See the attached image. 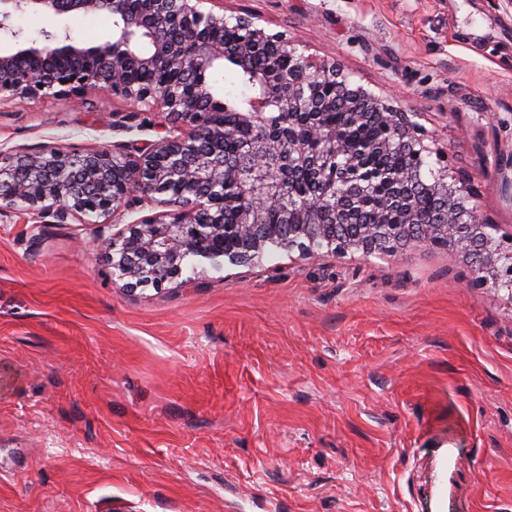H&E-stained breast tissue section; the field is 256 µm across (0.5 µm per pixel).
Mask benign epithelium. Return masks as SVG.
<instances>
[{
  "label": "benign epithelium",
  "mask_w": 512,
  "mask_h": 512,
  "mask_svg": "<svg viewBox=\"0 0 512 512\" xmlns=\"http://www.w3.org/2000/svg\"><path fill=\"white\" fill-rule=\"evenodd\" d=\"M221 2L0 0V32L12 38L10 48L0 49V103L104 93L161 113L167 130L132 151L118 144L87 152H0V216L97 224L133 200L166 207L102 239L112 276L126 286L162 285L181 275L190 260L254 264L274 245L307 255L319 247L342 257L392 260L412 246H431L469 262L481 285H512V238L506 247L486 235V225L469 207L471 189L460 178H448V158L436 155L437 174L421 175L422 161L433 155L421 113L388 104L340 64L298 51L255 14L214 11ZM30 12L104 13L112 17V37L85 46L67 32L45 30L42 41L30 42L13 25ZM229 30L234 37L224 36ZM270 47L274 51L252 75L256 96L234 124H224V103L213 93L209 71ZM285 61L292 66L284 68ZM338 95L360 119L381 117L385 137L374 148L406 158V166L390 175L395 192L387 207L375 223L358 224L349 234L340 227L354 223L353 200L371 179L344 130L320 121ZM243 130L251 138L233 163L224 145ZM301 172L326 191L284 209L281 223H269V212L283 204ZM417 191L439 199L436 214L413 212ZM229 213L236 223H224Z\"/></svg>",
  "instance_id": "benign-epithelium-1"
}]
</instances>
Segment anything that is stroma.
<instances>
[{
  "label": "stroma",
  "instance_id": "obj_1",
  "mask_svg": "<svg viewBox=\"0 0 512 512\" xmlns=\"http://www.w3.org/2000/svg\"><path fill=\"white\" fill-rule=\"evenodd\" d=\"M241 11L422 113L512 238V0H224ZM16 24L112 34L105 14ZM163 133L106 95L0 104L5 152ZM155 212L0 220V512H512L507 290L425 247L121 287L97 237Z\"/></svg>",
  "mask_w": 512,
  "mask_h": 512
}]
</instances>
